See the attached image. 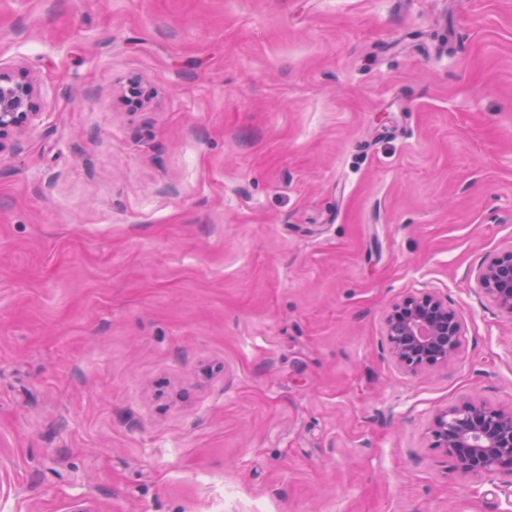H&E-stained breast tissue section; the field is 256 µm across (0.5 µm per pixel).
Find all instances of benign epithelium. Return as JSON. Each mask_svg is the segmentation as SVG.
Listing matches in <instances>:
<instances>
[{
  "label": "benign epithelium",
  "mask_w": 512,
  "mask_h": 512,
  "mask_svg": "<svg viewBox=\"0 0 512 512\" xmlns=\"http://www.w3.org/2000/svg\"><path fill=\"white\" fill-rule=\"evenodd\" d=\"M39 91L32 80L0 71V151L8 136L32 122ZM476 291L512 318V244L488 254L473 273ZM464 322L448 299L434 291L411 292L391 304L384 335L392 361L403 373L451 362L462 343ZM429 434L432 448L465 476H512V407L464 402L437 411Z\"/></svg>",
  "instance_id": "7a95c632"
}]
</instances>
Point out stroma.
<instances>
[{"label":"stroma","mask_w":512,"mask_h":512,"mask_svg":"<svg viewBox=\"0 0 512 512\" xmlns=\"http://www.w3.org/2000/svg\"><path fill=\"white\" fill-rule=\"evenodd\" d=\"M0 70V512H507L428 426L512 406V0H0ZM38 96L33 80L16 81L0 70V152L4 148L3 140L39 115ZM473 279L475 290L512 318V244L488 254ZM464 322L448 299L434 291L411 292L391 304L384 338L392 361L403 373L451 362L462 343Z\"/></svg>","instance_id":"1"}]
</instances>
